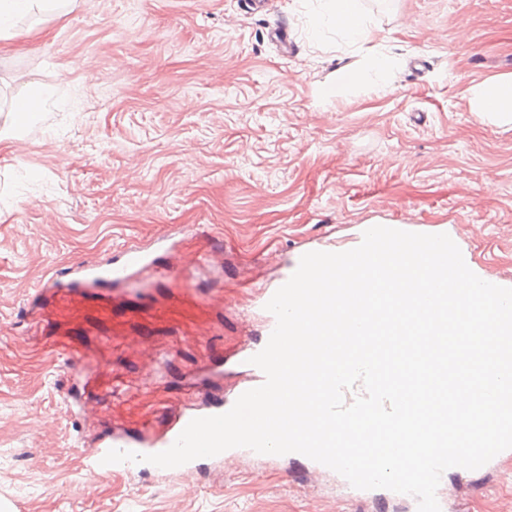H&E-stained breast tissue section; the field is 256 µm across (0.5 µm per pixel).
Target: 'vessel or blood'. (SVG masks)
Listing matches in <instances>:
<instances>
[{
	"label": "vessel or blood",
	"mask_w": 512,
	"mask_h": 512,
	"mask_svg": "<svg viewBox=\"0 0 512 512\" xmlns=\"http://www.w3.org/2000/svg\"><path fill=\"white\" fill-rule=\"evenodd\" d=\"M211 255L208 249L201 251L183 248L177 244L173 233L167 230L158 235L152 244H126L110 251L101 261L68 264L53 271L36 288L31 303L26 306L27 319L35 326H42L59 302L69 305L89 301L109 313L122 306L131 293L141 295L153 303L163 302L174 295V281L205 265ZM275 324V317H268L258 340L246 341L230 357L225 356L223 349H216L195 375L177 376L176 382L183 390L204 387L202 397L176 407L162 408L145 425L122 430L100 428L94 434L81 436L77 445L81 449L85 476L99 478L150 472L153 466L149 463L107 464L103 458L112 449L142 455L162 452L173 445L191 420L230 410L241 394L264 382V373L250 364L249 359L264 348ZM229 370L240 373L241 379L233 390L227 392L220 388L219 383ZM102 375L100 365L80 363L71 384L72 390L68 394L71 411L86 419L94 415L98 398L92 393L91 387ZM254 456V451L250 449L231 448L216 456L198 458L171 468L169 474L188 481L214 466L227 471L240 468Z\"/></svg>",
	"instance_id": "1"
}]
</instances>
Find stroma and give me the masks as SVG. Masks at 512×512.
<instances>
[{
	"mask_svg": "<svg viewBox=\"0 0 512 512\" xmlns=\"http://www.w3.org/2000/svg\"><path fill=\"white\" fill-rule=\"evenodd\" d=\"M360 2L372 23L356 44L312 34L311 0H76L19 20L0 46V512H417L409 495L305 477L301 461L216 468L193 488L154 473L90 481L75 446L89 424L63 403L85 354L115 390L98 421H149L181 397L148 374L153 357L191 373L213 344L235 352L265 317L258 289L368 224L448 234L512 287V129L469 106L473 84L512 73V0ZM377 51L393 65L374 84ZM346 70L358 80L341 83ZM31 85L45 102L8 131ZM168 224L222 242L192 295L101 322L61 312L30 334L26 300L51 269ZM444 481L442 512H512V449Z\"/></svg>",
	"mask_w": 512,
	"mask_h": 512,
	"instance_id": "35a3bbf8",
	"label": "stroma"
}]
</instances>
